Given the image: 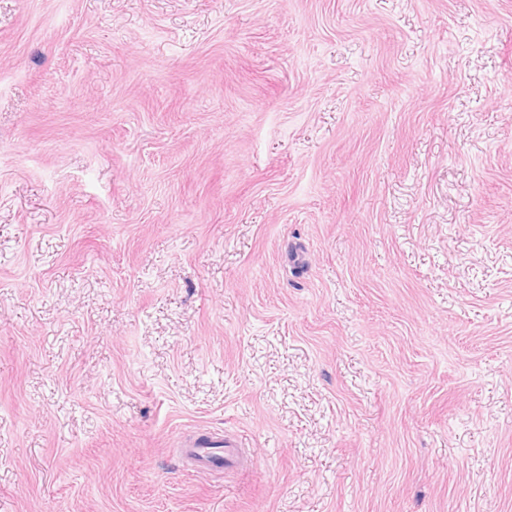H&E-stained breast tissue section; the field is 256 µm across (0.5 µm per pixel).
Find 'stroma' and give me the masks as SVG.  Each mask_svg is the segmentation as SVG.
<instances>
[{"mask_svg": "<svg viewBox=\"0 0 512 512\" xmlns=\"http://www.w3.org/2000/svg\"><path fill=\"white\" fill-rule=\"evenodd\" d=\"M0 512H512V0H0ZM181 448L184 456L197 469H234L239 466L243 445L229 435L204 433L182 444Z\"/></svg>", "mask_w": 512, "mask_h": 512, "instance_id": "stroma-1", "label": "stroma"}]
</instances>
